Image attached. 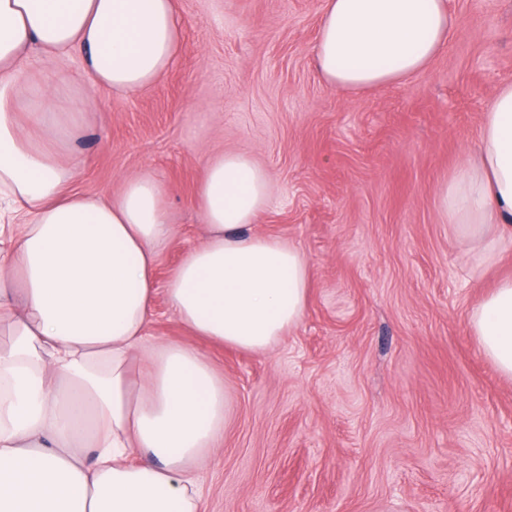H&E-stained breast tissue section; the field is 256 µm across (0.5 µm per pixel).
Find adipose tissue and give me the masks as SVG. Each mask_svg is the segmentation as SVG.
Returning <instances> with one entry per match:
<instances>
[{"label": "adipose tissue", "mask_w": 512, "mask_h": 512, "mask_svg": "<svg viewBox=\"0 0 512 512\" xmlns=\"http://www.w3.org/2000/svg\"><path fill=\"white\" fill-rule=\"evenodd\" d=\"M454 31L447 0H325L314 46L331 87L353 94L425 72ZM175 0H0V512H199L192 466L224 436L223 379L191 345L150 342L155 266L173 237L152 173L110 198L72 190L59 158L91 91L152 85L179 49ZM78 51L89 81L33 77L34 56ZM477 157L439 183L445 223L485 263L512 243V83L482 113ZM250 157L204 163L203 242L166 300L192 333L262 353L296 326L311 265L249 232L271 195ZM512 380V277L469 315ZM145 458L129 459L132 449Z\"/></svg>", "instance_id": "adipose-tissue-1"}]
</instances>
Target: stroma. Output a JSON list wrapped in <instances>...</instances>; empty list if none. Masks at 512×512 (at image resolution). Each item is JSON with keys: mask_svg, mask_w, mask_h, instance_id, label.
<instances>
[{"mask_svg": "<svg viewBox=\"0 0 512 512\" xmlns=\"http://www.w3.org/2000/svg\"><path fill=\"white\" fill-rule=\"evenodd\" d=\"M175 2L168 71L134 93L96 89L85 138L63 146L74 189L164 182L163 286L200 242L202 163L248 154L272 183L253 231L313 270L299 324L264 353L190 335L157 299L149 336L194 346L228 393L201 512H512V380L468 325L512 275V246L481 265L435 195L512 82V0H448L456 30L430 68L358 96L316 70L324 0Z\"/></svg>", "mask_w": 512, "mask_h": 512, "instance_id": "1", "label": "stroma"}]
</instances>
